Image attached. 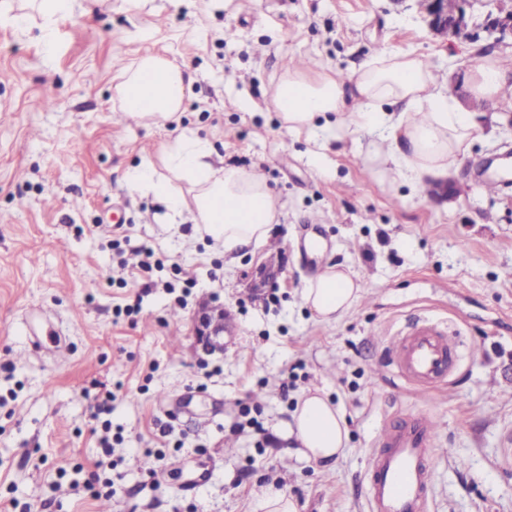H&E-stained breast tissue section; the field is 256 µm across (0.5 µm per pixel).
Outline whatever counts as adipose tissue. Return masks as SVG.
<instances>
[{
  "label": "adipose tissue",
  "instance_id": "obj_1",
  "mask_svg": "<svg viewBox=\"0 0 512 512\" xmlns=\"http://www.w3.org/2000/svg\"><path fill=\"white\" fill-rule=\"evenodd\" d=\"M75 0H8L0 20L41 19L44 39H51L58 18ZM193 78L185 66L167 57L147 55L123 68L115 87L119 109L150 126L180 123ZM512 81L499 61L484 59L464 76L471 97L492 99ZM271 105L290 132L324 126L334 138L376 125L387 132L388 157L415 177L452 179L458 174L476 128L459 112L449 88L433 81L428 65L411 52L383 51L368 59L348 79L310 78L284 70ZM399 114H390L392 106ZM208 140L183 131L158 161L146 160L127 175L130 187L164 204L168 224L184 214L225 251L262 242L277 212V199L256 172L216 165ZM361 286L351 274L330 267L315 277L302 301L325 322L341 320L356 304ZM300 454L310 461L336 462L348 443L347 422L337 406L318 390L301 395L293 413Z\"/></svg>",
  "mask_w": 512,
  "mask_h": 512
}]
</instances>
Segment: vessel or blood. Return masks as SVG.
Returning a JSON list of instances; mask_svg holds the SVG:
<instances>
[{
    "instance_id": "vessel-or-blood-1",
    "label": "vessel or blood",
    "mask_w": 512,
    "mask_h": 512,
    "mask_svg": "<svg viewBox=\"0 0 512 512\" xmlns=\"http://www.w3.org/2000/svg\"><path fill=\"white\" fill-rule=\"evenodd\" d=\"M456 346L437 323L419 318L392 338L385 364L426 391L448 377ZM436 433L427 416L400 424L384 421L365 472L368 512H426Z\"/></svg>"
}]
</instances>
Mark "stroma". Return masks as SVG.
I'll return each mask as SVG.
<instances>
[{"label":"stroma","instance_id":"obj_1","mask_svg":"<svg viewBox=\"0 0 512 512\" xmlns=\"http://www.w3.org/2000/svg\"><path fill=\"white\" fill-rule=\"evenodd\" d=\"M475 37L435 36L417 0H122L58 19L0 23V512H100L77 494L109 456L112 512H254L272 484L298 512H368L364 471L387 416L428 415L443 450L427 512H512V98L472 110L478 134L448 193L372 160L384 133L340 140L286 133L270 104L289 60L347 78L383 49L412 51L455 98L488 55L512 70V38L486 28L493 0H467ZM148 54L193 77L181 126L126 120L120 71ZM215 159L265 177L278 198L266 240L234 253L200 226L165 224L130 192L128 171L158 159L180 128ZM158 267L143 273L138 254ZM362 293L340 321L301 300L329 265ZM232 331L206 354L199 305ZM426 317L460 358L431 391L383 367L392 336ZM324 391L348 447L333 466L296 451L299 396Z\"/></svg>","mask_w":512,"mask_h":512}]
</instances>
